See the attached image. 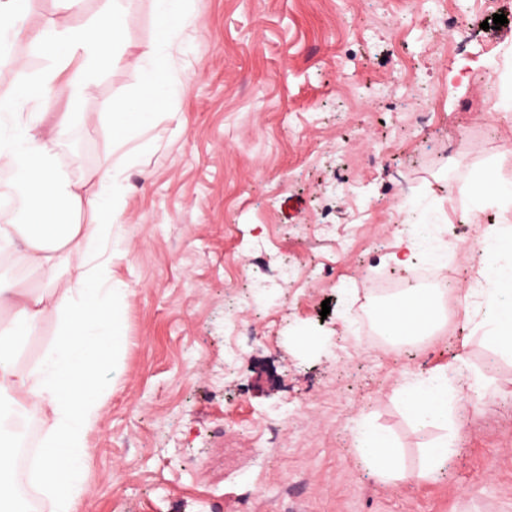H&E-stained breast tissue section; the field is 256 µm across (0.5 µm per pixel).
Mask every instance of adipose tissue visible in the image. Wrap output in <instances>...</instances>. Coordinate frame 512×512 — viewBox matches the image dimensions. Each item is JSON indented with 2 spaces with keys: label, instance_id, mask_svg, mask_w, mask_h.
Listing matches in <instances>:
<instances>
[{
  "label": "adipose tissue",
  "instance_id": "adipose-tissue-1",
  "mask_svg": "<svg viewBox=\"0 0 512 512\" xmlns=\"http://www.w3.org/2000/svg\"><path fill=\"white\" fill-rule=\"evenodd\" d=\"M29 0H0V49L8 48L11 60L22 63L24 47L16 26ZM125 0H105L102 13L82 26L59 22L48 42V60L33 83L0 97V170L19 200L17 210L0 215V246L9 248L13 263L38 273L43 289L24 286L0 277V310L15 312L11 328L0 330V512H16L21 488L17 483L16 438L10 430L21 416L45 419L43 450L31 463L27 481L47 504L49 512H80L84 482L74 463L87 452V439L100 423V376L110 354L119 352L126 338L120 309L124 290L112 277L114 239L112 225L124 212L123 170L112 168L97 177V189L86 195L82 181L61 168V157L72 120L86 125L106 123L112 146L123 145L140 116L145 101L165 110L182 90L172 61L171 47L179 37V23L187 0H157V26L162 35L143 46L138 57L144 90L114 102L106 115L81 111L94 91L98 73L114 60V47L124 36L121 18ZM67 75L75 117H64L49 134L41 130V116L33 112L35 88H49ZM88 210L105 216L102 224L80 223L77 215ZM481 281L467 288V295L483 300L479 328L484 339L502 353L512 354V230L486 232L481 240ZM407 253L423 252L440 273L448 271V244L440 228L421 225L408 233ZM73 272L63 292L57 281ZM54 317L57 331L44 345L38 362L21 370L16 347L34 335L46 317ZM442 319L437 296L429 288H407L380 303L374 313L377 328L386 337L423 341L435 334ZM465 364L420 375L399 390L404 408L420 427L442 426L454 420L459 390L454 376ZM356 448L380 482L398 479L422 481L447 461L454 448L450 432L424 452L422 465L401 469L388 439L370 420L354 428Z\"/></svg>",
  "mask_w": 512,
  "mask_h": 512
}]
</instances>
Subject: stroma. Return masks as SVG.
<instances>
[{
    "label": "stroma",
    "instance_id": "1",
    "mask_svg": "<svg viewBox=\"0 0 512 512\" xmlns=\"http://www.w3.org/2000/svg\"><path fill=\"white\" fill-rule=\"evenodd\" d=\"M103 8L30 0L28 64L0 62V96L37 75L61 16L81 25ZM155 8L130 0L83 111L140 92ZM441 8L467 18L445 40L429 26ZM497 14L507 24L483 28ZM510 46L512 0H190L172 49L185 90L138 127L135 159L111 152L103 127L72 123L62 163L84 192L92 173L125 175L112 276L127 342L101 375L112 391L81 512H512V358L476 332L481 298L426 345L355 326L381 300L367 269L393 272L403 250L393 193L442 212L453 241L503 224L493 206L461 217L476 173L512 180V122L466 111L476 83L451 69L511 72ZM459 355L489 388L462 389L454 453L427 480L379 483L356 421L417 467L440 430L414 427L397 392Z\"/></svg>",
    "mask_w": 512,
    "mask_h": 512
}]
</instances>
